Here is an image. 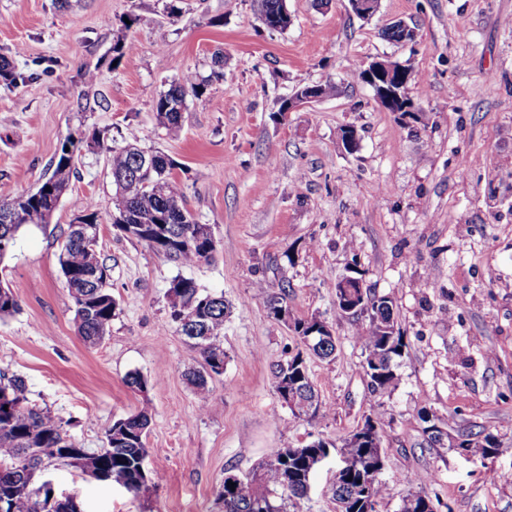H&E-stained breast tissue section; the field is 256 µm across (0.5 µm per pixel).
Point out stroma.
Listing matches in <instances>:
<instances>
[{"mask_svg": "<svg viewBox=\"0 0 512 512\" xmlns=\"http://www.w3.org/2000/svg\"><path fill=\"white\" fill-rule=\"evenodd\" d=\"M0 0V56L24 82L0 83V200L33 191L61 143L78 131L137 138L178 164L188 209L217 241L213 260L182 266L112 226L107 158L82 149L78 176L49 226L20 229L0 261V281L20 311L0 320V372L22 376L31 401L70 420L82 447L104 444L113 421L149 405L148 464L159 488L141 495L81 470H53L85 512H214L225 470L245 475L279 448L341 443L383 402L382 478L399 512L407 490L426 491L438 512H512V0H380L371 20L348 0H287L292 23L267 30L253 0ZM131 13L140 24L124 29ZM403 20L415 44L383 36ZM132 52L114 57L118 38ZM224 77L205 105L188 103L181 125L158 126L155 102L189 71ZM376 57L410 61L413 111L385 110L357 74ZM332 80L341 95L279 114L304 84ZM359 147L341 150V127ZM100 213L98 250L112 268L118 311L109 334L84 343L58 265L75 199ZM357 269L391 296L406 347L391 395L368 388L354 323L336 309V284ZM194 279L231 306L223 375L205 393L184 373L201 358L167 318L172 279ZM288 290L292 318L319 317L336 357L308 359L321 393L312 419L293 417L272 373L296 337L271 319L257 283ZM148 378L131 390L128 373ZM457 430L497 437L490 459L428 442L423 411Z\"/></svg>", "mask_w": 512, "mask_h": 512, "instance_id": "1", "label": "stroma"}]
</instances>
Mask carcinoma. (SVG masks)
Masks as SVG:
<instances>
[{
  "label": "carcinoma",
  "mask_w": 512,
  "mask_h": 512,
  "mask_svg": "<svg viewBox=\"0 0 512 512\" xmlns=\"http://www.w3.org/2000/svg\"><path fill=\"white\" fill-rule=\"evenodd\" d=\"M262 24L269 30L288 29L287 0H254ZM224 79V53L216 51L211 57L210 73L206 76L188 73L162 92L155 103L157 124L167 130L179 127L182 115L176 109L182 97H192L197 104L206 102V90L214 80ZM104 149L115 185L116 199L112 216L113 227L123 236L146 244L170 260L185 266L209 261L217 250V242L207 224L198 223L184 207L185 190L174 174L176 161L158 150H144L128 142L123 146L104 144V138L95 132L89 138L70 137L62 143L51 160L52 173L33 192L0 201V260L15 245L19 230L26 225L45 226L70 187L75 173L74 157L80 144ZM150 160V175L143 174L139 160ZM99 209L91 200L77 207L75 222L70 224L66 240L58 256L61 274L75 306L78 333L90 344H99L108 334L117 315L118 303L109 288L111 269L99 256ZM97 271V278L87 274ZM258 296L264 300L269 317L280 320L288 311V292L275 293L263 283L256 285ZM169 323L185 336L187 343L201 357L200 369L185 374L187 382L200 392L208 387V380L224 373V322L230 307L223 294L201 287L194 279L176 277L166 292ZM366 301L371 303V314L356 317L359 323L355 342L364 357L380 355L379 363L364 365L371 392L381 397L395 389L398 375L397 359L402 357L406 344L404 333L397 330L389 336L382 326L398 325L397 313L391 298L371 294L365 289ZM17 295L0 283V320L18 313ZM314 324L310 320L295 319L291 329L301 348L288 355L273 371V388L280 393L288 384V393L300 399L320 395L310 376L306 358L325 360L334 356L333 344L306 343ZM151 413L143 408L115 420L106 434L103 447L90 451L81 447L69 433L70 421H65L47 407L30 402L26 381L12 376L0 381V512H66L59 502L52 501L45 488L43 473L52 467L70 466L90 475L105 468L110 484L137 494L148 487L155 488L161 480L158 470L146 464L148 449L146 437L151 424ZM453 428L441 417L423 428L431 443L439 442L442 433ZM304 456H296L293 448H279L252 474L241 476L227 469L224 475H234L235 489L228 483L216 495L219 512H290L297 501L307 497L300 482L292 481V472L305 469L316 462L321 448L305 447ZM341 465L353 475L354 481L332 489V499L344 504V512H363L371 505V512L390 495V488L382 479L384 465L378 450L364 448L347 438L339 448ZM410 506L401 512H436L432 497L424 492H410Z\"/></svg>",
  "instance_id": "carcinoma-1"
}]
</instances>
